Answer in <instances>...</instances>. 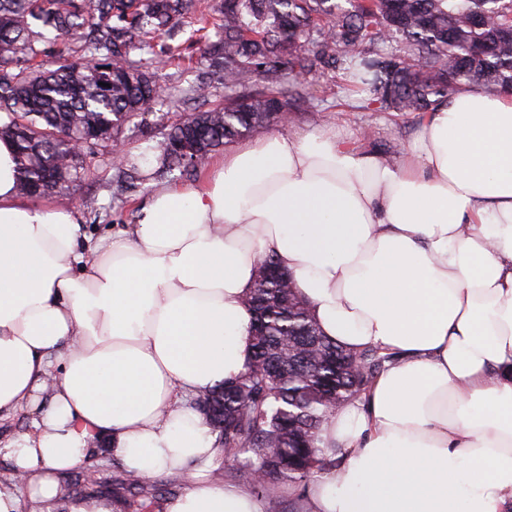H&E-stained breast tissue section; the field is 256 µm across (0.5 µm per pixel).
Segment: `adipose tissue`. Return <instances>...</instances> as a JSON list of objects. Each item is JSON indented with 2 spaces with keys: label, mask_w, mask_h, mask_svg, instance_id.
Instances as JSON below:
<instances>
[{
  "label": "adipose tissue",
  "mask_w": 512,
  "mask_h": 512,
  "mask_svg": "<svg viewBox=\"0 0 512 512\" xmlns=\"http://www.w3.org/2000/svg\"><path fill=\"white\" fill-rule=\"evenodd\" d=\"M0 140V417L29 494L106 438L127 473L188 471L165 512H262L206 480L217 456L181 394L239 375L258 260L292 271L326 336L396 353L324 425L342 464L311 512H512V95L464 87L389 165L334 126L225 153L90 242L77 210L16 189Z\"/></svg>",
  "instance_id": "obj_1"
}]
</instances>
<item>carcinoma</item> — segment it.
<instances>
[{"mask_svg":"<svg viewBox=\"0 0 512 512\" xmlns=\"http://www.w3.org/2000/svg\"><path fill=\"white\" fill-rule=\"evenodd\" d=\"M192 8L193 0H0V112L8 115L0 139L15 145L20 193L40 198L76 184L96 146L121 143L124 127L174 102L152 64L161 52L181 55V19ZM217 10L214 38L208 18L196 16L188 41L206 65L174 103L205 102L219 88L224 103L184 112L150 147V171L124 155L113 165L117 191L197 177L216 151L306 104L299 78L319 72L366 93V109L419 118L463 86L512 88V0H229ZM67 36L75 47L45 66L50 47ZM390 41L399 49L384 51ZM278 268L275 255L265 256L245 295L246 370L192 397L222 459L236 462L213 478L249 484L265 512H284L278 481L305 489L336 467V449L319 445L323 425L394 361L325 336L296 283L267 275ZM81 485L112 495L115 512H153L179 479L161 490L119 475L109 491L104 480L81 484L78 473L61 480L58 500Z\"/></svg>","mask_w":512,"mask_h":512,"instance_id":"1","label":"carcinoma"}]
</instances>
